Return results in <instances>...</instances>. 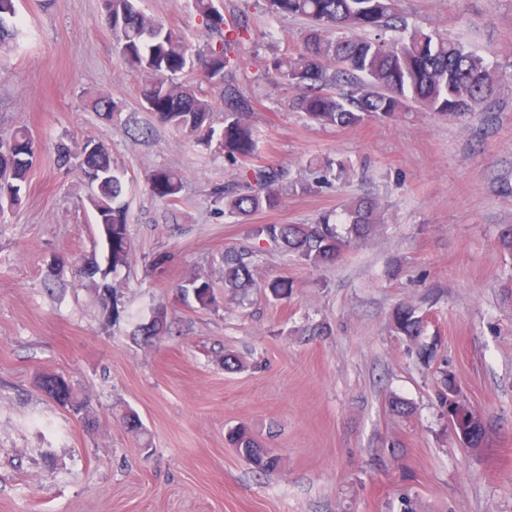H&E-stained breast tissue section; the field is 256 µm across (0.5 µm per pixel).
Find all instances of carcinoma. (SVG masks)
<instances>
[{
    "instance_id": "cac0c4a2",
    "label": "carcinoma",
    "mask_w": 512,
    "mask_h": 512,
    "mask_svg": "<svg viewBox=\"0 0 512 512\" xmlns=\"http://www.w3.org/2000/svg\"><path fill=\"white\" fill-rule=\"evenodd\" d=\"M275 16L306 21L299 48L276 57L266 79L299 91L294 105L307 118L322 126L356 127L369 117L392 118L418 107L447 120H461L483 109L505 77L488 59L465 45L408 28L402 0H265ZM103 23L112 32L120 55L141 76L140 98L155 121L174 133L209 144L217 141L225 160L236 171V186L213 189L214 202L234 216H249L280 205L279 183L285 172L250 163L256 151V131L250 121L251 101L239 89L241 61L252 43L251 29L242 20L227 24L213 0H194L204 27L217 39L203 50H194L175 29L143 13L138 0H102ZM16 0H0V50L18 45L22 32ZM197 69L218 90L224 103V125L212 124V103L195 87L175 81L185 70ZM87 106L103 119L118 114L109 97L91 94ZM57 164L76 171L90 187L88 200L95 212L100 238L110 270L126 266L132 259L127 233L128 215L122 174L114 167L103 144L88 152L72 151L65 143L56 147ZM35 151L30 134L18 129L0 134V168L8 178L0 184V216L18 206L25 193ZM151 194L168 203L180 199L182 178L168 170L154 171L148 178ZM380 223L375 200L359 197L345 204L338 217L323 215L312 224H256L251 236L272 243L311 267L336 262L345 248L359 243ZM346 226V235L337 225ZM258 247H228L224 250V292L245 295L255 287L252 267ZM186 290L192 291L203 309L216 304L213 287L197 277ZM103 324L117 318L112 312V288H99ZM395 328L415 341L423 333V318L414 308L400 306L393 313ZM169 333L167 311H156L151 323L139 327L145 340ZM36 387L75 416L87 412V401L76 394L73 384L57 373H43ZM448 372H443L436 396L440 406L450 409L448 422L463 431L474 448L486 441L487 426L462 401H448ZM228 444L255 471L272 472L280 458L259 444L244 425L231 428Z\"/></svg>"
}]
</instances>
